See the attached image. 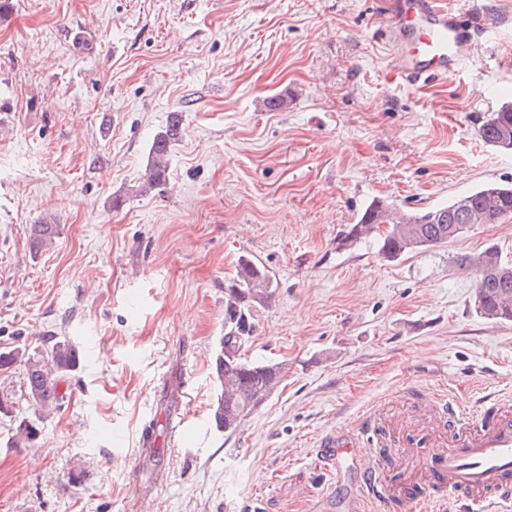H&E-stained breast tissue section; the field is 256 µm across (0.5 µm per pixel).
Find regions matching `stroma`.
I'll use <instances>...</instances> for the list:
<instances>
[{
	"label": "stroma",
	"mask_w": 512,
	"mask_h": 512,
	"mask_svg": "<svg viewBox=\"0 0 512 512\" xmlns=\"http://www.w3.org/2000/svg\"><path fill=\"white\" fill-rule=\"evenodd\" d=\"M391 0H9L0 11V352L60 337L76 371L60 410L0 370V512H345L358 474L320 458L329 433L399 399L373 451L390 489L422 480L433 388L512 393V322L473 308L456 257H512V219L382 259L339 240L381 198L406 210L512 182L479 127L512 101V0H471L496 26L458 74L392 75ZM288 99L283 110L267 101ZM183 115L163 192L139 191L155 134ZM122 198L113 207V198ZM54 219L34 254L28 227ZM251 252L277 292L246 353L283 363L231 436L210 423L224 275ZM184 410L161 470L139 438ZM36 441H13L21 419Z\"/></svg>",
	"instance_id": "stroma-1"
}]
</instances>
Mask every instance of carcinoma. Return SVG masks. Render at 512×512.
I'll list each match as a JSON object with an SVG mask.
<instances>
[{"label": "carcinoma", "mask_w": 512, "mask_h": 512, "mask_svg": "<svg viewBox=\"0 0 512 512\" xmlns=\"http://www.w3.org/2000/svg\"><path fill=\"white\" fill-rule=\"evenodd\" d=\"M488 144L512 150V103H505L479 128ZM182 136V115L171 113L153 138L140 192L162 191L169 172L173 146ZM512 216V182L489 183L471 190L447 205L398 214L394 204L372 200L349 225L341 246L350 247L372 238L378 252L394 261L403 254L440 248L476 224H499ZM383 224L391 228L380 233ZM57 225L48 221L32 224L28 233L30 251L37 254L53 243ZM458 267L473 281L474 308L482 318L496 323L512 322V259L492 244L479 252L457 258ZM278 283L253 255H239L232 273L224 276V336L212 362L216 382L224 392L211 409L212 426L227 436L235 434L279 383L283 364L249 358L244 347L257 330L256 317L275 296ZM20 363L25 369V400L31 406H58L59 385L76 370L79 353L67 339L57 340L38 355L16 348L0 353V368Z\"/></svg>", "instance_id": "1"}]
</instances>
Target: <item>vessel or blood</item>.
<instances>
[{
	"mask_svg": "<svg viewBox=\"0 0 512 512\" xmlns=\"http://www.w3.org/2000/svg\"><path fill=\"white\" fill-rule=\"evenodd\" d=\"M391 56L398 78L417 85L458 73L477 49V35L465 8L452 9L438 0H393ZM431 423L447 428L448 445L434 454L428 466L440 501H470L494 512L497 505L512 506V398L485 406L479 417L469 407L438 395ZM366 432L330 433L320 442L327 461L351 458L369 467L356 484L351 512H361L365 500L390 503L381 482L383 461L363 452Z\"/></svg>",
	"mask_w": 512,
	"mask_h": 512,
	"instance_id": "b4317fda",
	"label": "vessel or blood"
}]
</instances>
